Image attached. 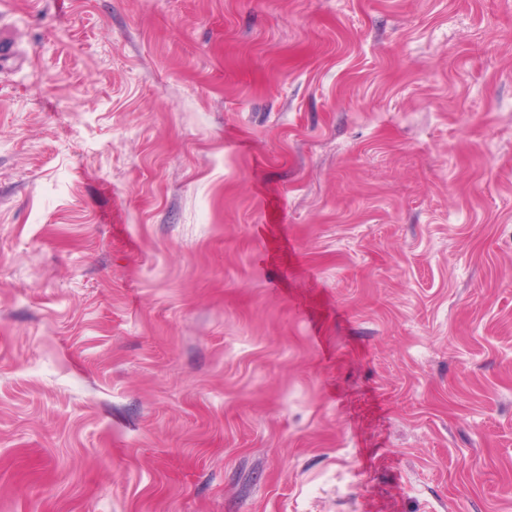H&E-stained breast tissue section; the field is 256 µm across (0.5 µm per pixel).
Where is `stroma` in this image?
I'll use <instances>...</instances> for the list:
<instances>
[{
  "mask_svg": "<svg viewBox=\"0 0 512 512\" xmlns=\"http://www.w3.org/2000/svg\"><path fill=\"white\" fill-rule=\"evenodd\" d=\"M0 30V512H512V0Z\"/></svg>",
  "mask_w": 512,
  "mask_h": 512,
  "instance_id": "1",
  "label": "stroma"
}]
</instances>
